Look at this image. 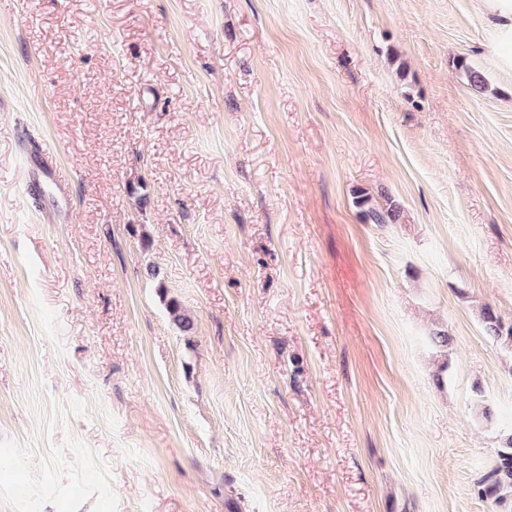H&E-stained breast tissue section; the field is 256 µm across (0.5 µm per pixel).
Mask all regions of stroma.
<instances>
[{
  "label": "stroma",
  "instance_id": "35a3bbf8",
  "mask_svg": "<svg viewBox=\"0 0 512 512\" xmlns=\"http://www.w3.org/2000/svg\"><path fill=\"white\" fill-rule=\"evenodd\" d=\"M493 40L478 0H0V512H499ZM483 319L489 336L497 340H504L507 344H512V326L505 328L504 324L492 308H485L483 312Z\"/></svg>",
  "mask_w": 512,
  "mask_h": 512
}]
</instances>
